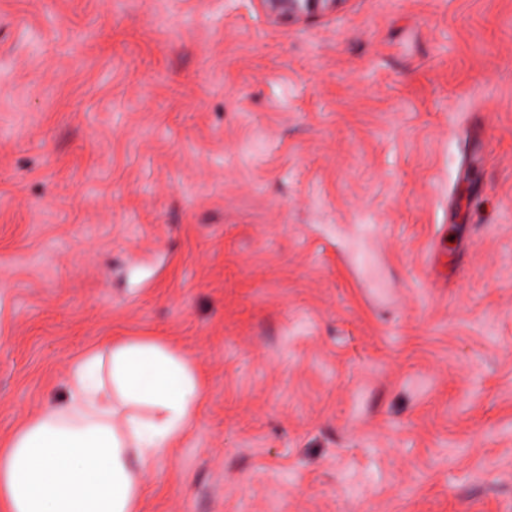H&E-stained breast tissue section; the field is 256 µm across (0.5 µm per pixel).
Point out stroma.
Masks as SVG:
<instances>
[{"label":"stroma","instance_id":"stroma-1","mask_svg":"<svg viewBox=\"0 0 512 512\" xmlns=\"http://www.w3.org/2000/svg\"><path fill=\"white\" fill-rule=\"evenodd\" d=\"M107 336L144 512H512V0H0V440ZM259 2L267 15L274 20L291 21L333 10L340 0H259Z\"/></svg>","mask_w":512,"mask_h":512}]
</instances>
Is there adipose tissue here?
<instances>
[{"instance_id":"1","label":"adipose tissue","mask_w":512,"mask_h":512,"mask_svg":"<svg viewBox=\"0 0 512 512\" xmlns=\"http://www.w3.org/2000/svg\"><path fill=\"white\" fill-rule=\"evenodd\" d=\"M64 387L0 444V512H143L147 474L206 400L190 357L153 336H111Z\"/></svg>"}]
</instances>
